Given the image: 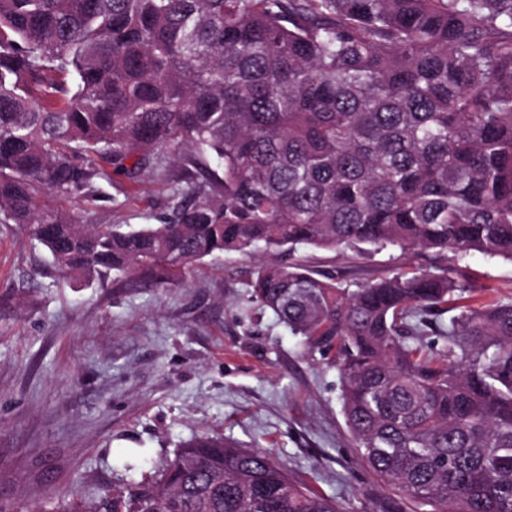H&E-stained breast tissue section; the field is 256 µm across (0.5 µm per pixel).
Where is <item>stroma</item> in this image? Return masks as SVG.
<instances>
[{"mask_svg":"<svg viewBox=\"0 0 512 512\" xmlns=\"http://www.w3.org/2000/svg\"><path fill=\"white\" fill-rule=\"evenodd\" d=\"M175 173H115L94 194L44 202L84 224H156L172 209ZM294 260L353 288L416 269L459 271L474 303L512 299L510 261L394 249L227 252L180 286L86 283L0 224V512L129 496L204 433L271 450L345 512H412L360 463L336 369L249 301L256 265Z\"/></svg>","mask_w":512,"mask_h":512,"instance_id":"1","label":"stroma"}]
</instances>
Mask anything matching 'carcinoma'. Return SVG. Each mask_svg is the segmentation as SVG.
Listing matches in <instances>:
<instances>
[{
    "mask_svg": "<svg viewBox=\"0 0 512 512\" xmlns=\"http://www.w3.org/2000/svg\"><path fill=\"white\" fill-rule=\"evenodd\" d=\"M167 158L190 187L160 224L41 202ZM0 224L87 282L175 285L259 248L512 261V0H0ZM250 288L334 353L385 487L430 512H512V300L476 306L429 271L352 289L297 263ZM77 512L341 509L269 451L202 434L154 483Z\"/></svg>",
    "mask_w": 512,
    "mask_h": 512,
    "instance_id": "obj_1",
    "label": "carcinoma"
}]
</instances>
